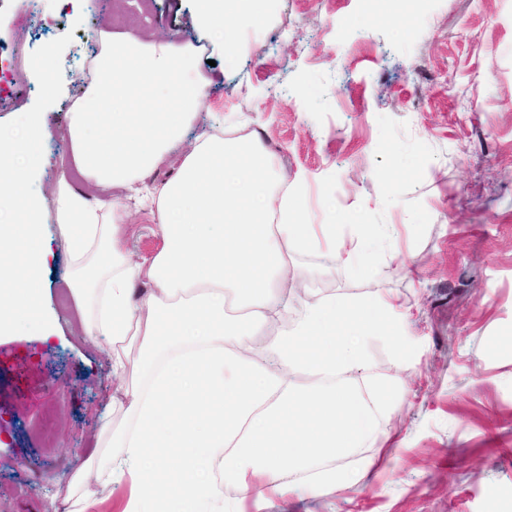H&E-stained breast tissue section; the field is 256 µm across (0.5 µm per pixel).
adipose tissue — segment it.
I'll return each mask as SVG.
<instances>
[{"label": "adipose tissue", "instance_id": "obj_1", "mask_svg": "<svg viewBox=\"0 0 512 512\" xmlns=\"http://www.w3.org/2000/svg\"><path fill=\"white\" fill-rule=\"evenodd\" d=\"M198 20L226 50L261 22L268 0H199ZM93 78L71 114V157L100 186L124 185L154 205L162 247L135 257L125 246L131 214L119 201L53 189L58 237L70 260L87 335L112 346V418L72 476L68 512H90L88 479L128 484L123 512H224L238 498H320L364 484L377 467L314 470L321 459L388 442L380 421L405 390L370 374L366 347L406 339L390 295L366 301L289 295L288 256L320 253L328 265L362 264L394 233L387 224L289 221L305 199L259 137L210 133L177 175L148 184L205 101L211 78L194 46L104 34ZM363 371L367 405L345 380ZM305 375L309 384H298Z\"/></svg>", "mask_w": 512, "mask_h": 512}]
</instances>
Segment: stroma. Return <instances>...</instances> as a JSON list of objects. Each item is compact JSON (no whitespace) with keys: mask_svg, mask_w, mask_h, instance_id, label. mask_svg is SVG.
I'll return each instance as SVG.
<instances>
[{"mask_svg":"<svg viewBox=\"0 0 512 512\" xmlns=\"http://www.w3.org/2000/svg\"><path fill=\"white\" fill-rule=\"evenodd\" d=\"M198 0H72L42 14L38 44L94 29L203 46L214 82L185 144L223 126L260 133L303 186L308 224L341 211L396 236L373 275L301 251L288 262L322 296L395 294L409 339L375 340L371 369L406 394L384 422L392 463L370 483L319 498L268 500L259 512H512V0H270L232 58L196 17ZM25 0H0V56L22 74ZM88 82L64 71L42 116L48 136L35 190L44 210L43 294L52 332L0 336V512H67L70 477L102 433L116 383L105 338L78 305L61 309L69 259L55 237L52 187L98 188L71 161L72 104Z\"/></svg>","mask_w":512,"mask_h":512,"instance_id":"stroma-1","label":"stroma"}]
</instances>
